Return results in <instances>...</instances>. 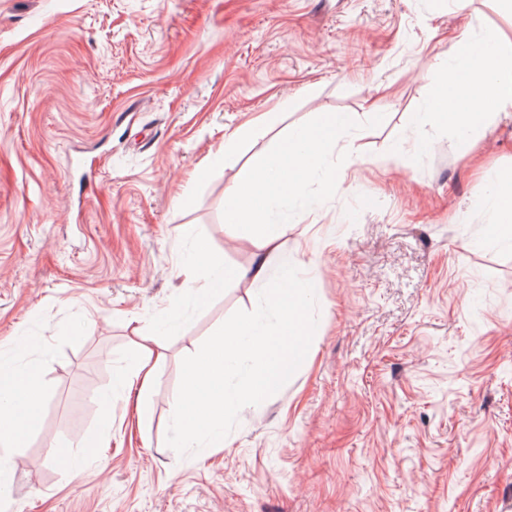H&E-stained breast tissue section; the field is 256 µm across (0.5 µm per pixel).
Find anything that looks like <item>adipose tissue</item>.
<instances>
[{"label":"adipose tissue","instance_id":"obj_1","mask_svg":"<svg viewBox=\"0 0 512 512\" xmlns=\"http://www.w3.org/2000/svg\"><path fill=\"white\" fill-rule=\"evenodd\" d=\"M463 58L461 69L434 67L426 78L436 90L429 112L448 122H492L499 112L512 107V27L487 28L477 39H461L453 46ZM347 126L345 117L329 116L317 126L294 131L276 152L259 159L240 182L230 188L224 200V222L248 239L253 247L249 267L222 270L218 276L205 273L207 253H198L197 274L190 281L198 296L204 297L216 284H228L243 278L262 283L274 270L288 272L302 267V253H285L280 240L288 231L275 209L279 199L298 194L310 179L323 177L324 145L335 142ZM292 179H282L283 171ZM136 361L120 381L114 400L128 401L132 391L146 392L155 382L158 357L147 342L135 345Z\"/></svg>","mask_w":512,"mask_h":512}]
</instances>
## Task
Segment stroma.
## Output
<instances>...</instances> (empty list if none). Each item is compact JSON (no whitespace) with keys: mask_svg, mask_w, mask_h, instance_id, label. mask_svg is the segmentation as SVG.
Instances as JSON below:
<instances>
[{"mask_svg":"<svg viewBox=\"0 0 512 512\" xmlns=\"http://www.w3.org/2000/svg\"><path fill=\"white\" fill-rule=\"evenodd\" d=\"M511 20L512 0H0V512H512V108L416 125L428 67ZM331 113L344 181L282 207L285 249L317 255L310 349L179 456L182 360L261 291L200 300L182 269L199 247L250 264L226 192ZM141 336L160 359L139 414L108 399Z\"/></svg>","mask_w":512,"mask_h":512,"instance_id":"35a3bbf8","label":"stroma"}]
</instances>
